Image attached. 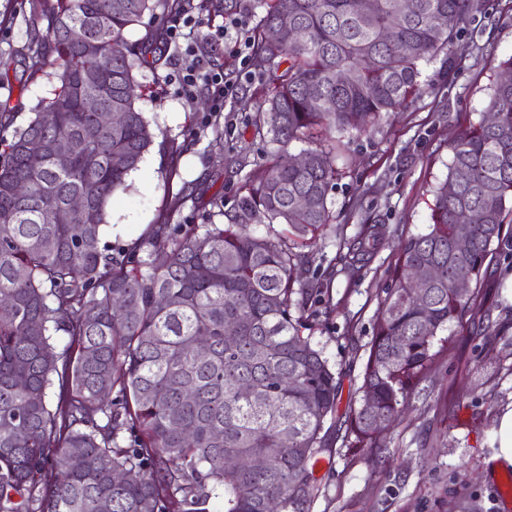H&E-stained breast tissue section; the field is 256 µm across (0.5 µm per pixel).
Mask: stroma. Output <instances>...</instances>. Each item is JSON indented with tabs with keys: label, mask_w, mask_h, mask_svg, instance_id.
Segmentation results:
<instances>
[{
	"label": "stroma",
	"mask_w": 512,
	"mask_h": 512,
	"mask_svg": "<svg viewBox=\"0 0 512 512\" xmlns=\"http://www.w3.org/2000/svg\"><path fill=\"white\" fill-rule=\"evenodd\" d=\"M189 0L196 20L191 41L207 71L238 69L236 39L219 35L230 18L248 36L264 14V0H236L231 15L214 14ZM482 10L461 33L452 55L421 66L425 93L400 111L383 116L368 132L345 134L330 194L333 218L308 249L309 275L321 290L304 316V335L320 349L341 381L340 410L356 403L380 296L399 242L425 232L433 192L448 173L450 146L477 124L494 91L500 62L512 56V0H481ZM46 39L45 27L29 26L22 0H0V104L26 122L48 97L44 72L28 67L27 50ZM184 49L167 47L158 70L135 76L144 87L138 107L157 138L126 192L113 198L109 240L120 248L138 239L183 186L197 195L224 196L221 224L232 223L234 195L245 174L272 143L254 138L245 116L257 112L261 71L251 67L223 111L211 112L205 84L186 92L182 76L192 64ZM224 132V152L209 147L214 130ZM188 149L170 158L169 140ZM378 225L383 243L368 263L352 270L346 245L361 225ZM501 335L483 339L484 317ZM433 359L412 390L410 409L386 430L380 448L351 449L334 441V454L320 460L322 492L310 512H512V494L502 491L512 465L493 468L494 431L512 407V250L489 259L488 277L473 289L462 317L437 336Z\"/></svg>",
	"instance_id": "1"
}]
</instances>
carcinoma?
<instances>
[{
	"instance_id": "obj_1",
	"label": "carcinoma",
	"mask_w": 512,
	"mask_h": 512,
	"mask_svg": "<svg viewBox=\"0 0 512 512\" xmlns=\"http://www.w3.org/2000/svg\"><path fill=\"white\" fill-rule=\"evenodd\" d=\"M161 4L184 9V0H29V20L47 29L30 65L52 58V90L0 153V512H209L213 499L224 512H309L316 466L332 453L339 382L302 334L318 287L301 249L332 219L336 135L365 133L422 94L421 64L453 53L480 8L372 0L363 13L358 0H266L253 37L265 108L247 125L281 147L320 131L328 147L306 151L302 166L278 153L256 164L237 190L235 224L174 222L176 194L114 256L102 240L109 204L156 138L136 105L134 72L161 66L166 31L124 54L111 43ZM102 32L98 55H86L84 43ZM101 67L112 94L86 112L81 100L99 94L89 75ZM342 72L351 80L338 81ZM111 109L122 124L101 122ZM486 111L493 119L451 146L427 231L399 244L360 404L347 416L351 448L379 447L380 425L406 407L436 336L468 307L454 282L480 285L487 259L512 249L503 233L512 80L497 81ZM76 197L93 221L72 209ZM261 217L287 225L292 243L272 228L251 233ZM382 239L377 225H363L351 260H367ZM416 268L431 276L422 300L409 277ZM229 322L238 328L232 347ZM200 337L201 351L186 348ZM242 384L249 394L237 392ZM230 456L253 465L227 466Z\"/></svg>"
}]
</instances>
